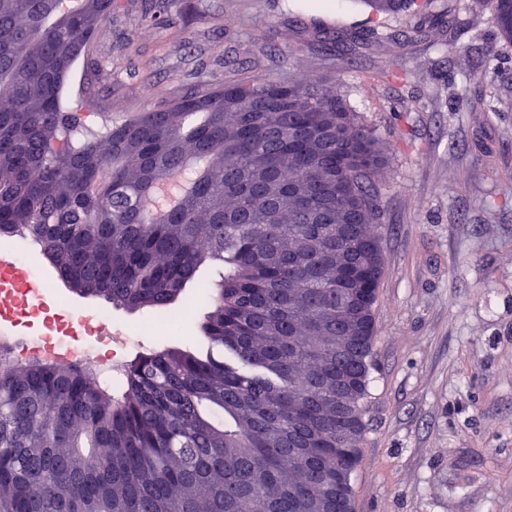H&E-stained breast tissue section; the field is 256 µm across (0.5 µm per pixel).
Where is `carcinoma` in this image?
Listing matches in <instances>:
<instances>
[{"mask_svg":"<svg viewBox=\"0 0 512 512\" xmlns=\"http://www.w3.org/2000/svg\"><path fill=\"white\" fill-rule=\"evenodd\" d=\"M512 41V0H485ZM169 0H148L156 24ZM117 0H0V238L33 240L128 311L174 302L224 263L201 331L211 350H150L118 392L89 367H0V512H327L360 458L384 271L371 183L379 139L335 94L256 77L200 83L121 123L66 110L63 85ZM419 0L380 12L418 14ZM344 183L353 238L336 240ZM374 257L352 420L326 408L333 362L313 355L336 315V248Z\"/></svg>","mask_w":512,"mask_h":512,"instance_id":"cac0c4a2","label":"carcinoma"}]
</instances>
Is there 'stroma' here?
<instances>
[{"mask_svg": "<svg viewBox=\"0 0 512 512\" xmlns=\"http://www.w3.org/2000/svg\"><path fill=\"white\" fill-rule=\"evenodd\" d=\"M75 64L66 105L121 120L178 88L262 77L334 90L385 148L375 188L385 271L375 306L355 512H512V42L484 0H430L436 21L367 0H173L146 25L119 0ZM377 29V39L363 33ZM466 83L493 112H457ZM47 305L113 321L195 312L175 336L119 352L208 347L199 325L222 268L201 267L164 309L82 296L39 248Z\"/></svg>", "mask_w": 512, "mask_h": 512, "instance_id": "obj_1", "label": "stroma"}]
</instances>
